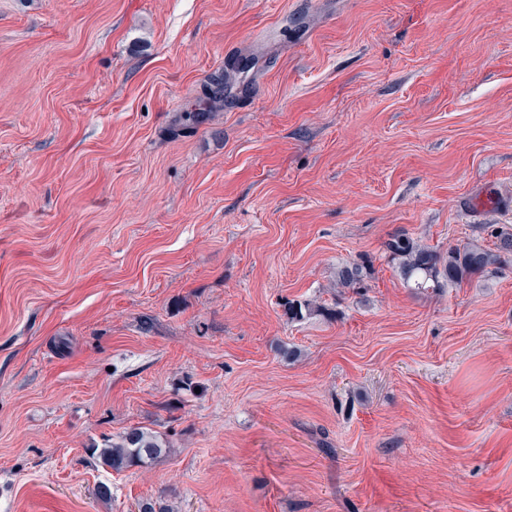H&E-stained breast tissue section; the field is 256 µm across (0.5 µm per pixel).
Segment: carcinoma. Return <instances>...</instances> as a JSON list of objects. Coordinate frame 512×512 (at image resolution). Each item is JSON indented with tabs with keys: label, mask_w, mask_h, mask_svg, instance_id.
I'll use <instances>...</instances> for the list:
<instances>
[{
	"label": "carcinoma",
	"mask_w": 512,
	"mask_h": 512,
	"mask_svg": "<svg viewBox=\"0 0 512 512\" xmlns=\"http://www.w3.org/2000/svg\"><path fill=\"white\" fill-rule=\"evenodd\" d=\"M202 102L207 108L223 104L224 76H218L207 87ZM491 237L494 238L491 247L476 240L462 246H450L442 252L402 231L385 243V250L405 287L420 292H434L467 282L512 255L511 230L493 229ZM368 275L366 267L361 264H345L336 268V285L353 288L362 284ZM287 310L288 319L292 321L322 313L320 308L307 302L290 301ZM87 451L100 465L122 472L159 461L170 451V447L160 435L137 427L115 440L107 438L100 445L94 443Z\"/></svg>",
	"instance_id": "obj_1"
}]
</instances>
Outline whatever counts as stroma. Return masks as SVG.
<instances>
[{
    "instance_id": "obj_1",
    "label": "stroma",
    "mask_w": 512,
    "mask_h": 512,
    "mask_svg": "<svg viewBox=\"0 0 512 512\" xmlns=\"http://www.w3.org/2000/svg\"><path fill=\"white\" fill-rule=\"evenodd\" d=\"M491 224L512 0H0V512H512V259L383 250ZM204 108H200L199 112H185L182 120L189 123L186 124V127H191L193 125H197L202 123L206 117L210 114V112H202L208 107H213L216 105H222L224 102V76L220 75L216 79L213 80V83L207 87L205 94L202 98ZM490 236L493 247L476 240L441 252L402 231L385 243V250L406 288L434 292L470 281L512 255L511 229L497 227ZM366 267L358 263L345 264L336 268V285L342 288H353L361 285L368 277ZM86 449L100 465L115 472L155 463L170 451L160 435L138 427L116 440L107 438L101 445L94 443Z\"/></svg>"
}]
</instances>
